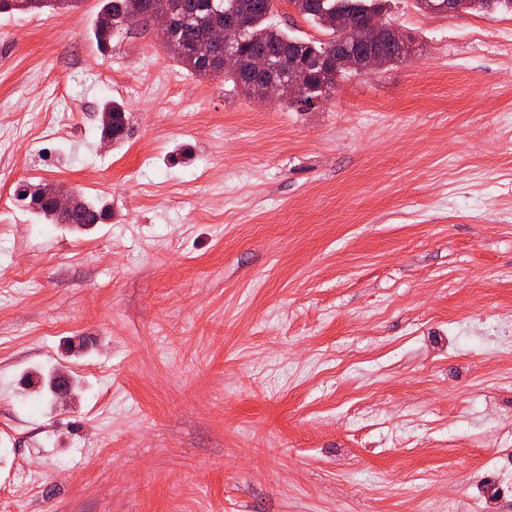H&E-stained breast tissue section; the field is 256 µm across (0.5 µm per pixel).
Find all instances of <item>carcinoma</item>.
Wrapping results in <instances>:
<instances>
[{"instance_id":"carcinoma-1","label":"carcinoma","mask_w":512,"mask_h":512,"mask_svg":"<svg viewBox=\"0 0 512 512\" xmlns=\"http://www.w3.org/2000/svg\"><path fill=\"white\" fill-rule=\"evenodd\" d=\"M78 0H0V13L29 12L45 7L69 10ZM297 6L301 14L315 24L328 28V21L339 17L349 25H360L373 14L386 11L388 0H288ZM463 11L489 12L502 10L512 13V0H461ZM273 0H101L100 10L94 25L93 37L100 50L105 51L112 39L128 30L126 22L136 14L149 9L164 10L170 16V33L163 45L181 66L199 77L226 76L234 88L245 94L262 99L254 79L244 70H224V48L206 41L207 31L224 21L245 13L251 24L241 51L250 56L257 52L268 54L277 65L280 58L288 55L294 47L303 54L319 58L329 54L336 41L344 39V30L332 29L333 40L316 45L291 38L284 31L267 23L272 12ZM336 88V75L316 77L305 88L302 99L288 91L281 93V101L290 105L298 101L308 107L331 96ZM126 123V112L116 100H106L101 108V136L114 141L122 139ZM78 202L71 212L60 218L55 213L53 196L56 188L47 184H29L20 191L22 199L28 201L38 218L50 224H97L107 216L108 209L100 201L86 198L77 189Z\"/></svg>"}]
</instances>
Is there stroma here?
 <instances>
[{"label":"stroma","mask_w":512,"mask_h":512,"mask_svg":"<svg viewBox=\"0 0 512 512\" xmlns=\"http://www.w3.org/2000/svg\"><path fill=\"white\" fill-rule=\"evenodd\" d=\"M98 11L0 14V512H512V14L391 0L409 56L307 108ZM126 123V112L121 103L107 99L101 108V136L114 141L122 139ZM47 184H29L23 186L20 190L22 200L28 201L34 213L41 220L48 221L50 224H98L101 219L107 216L106 206L97 201L89 200L84 193L77 189L74 190L78 197V202L71 212L63 219L55 213L53 196L61 193Z\"/></svg>","instance_id":"1"}]
</instances>
